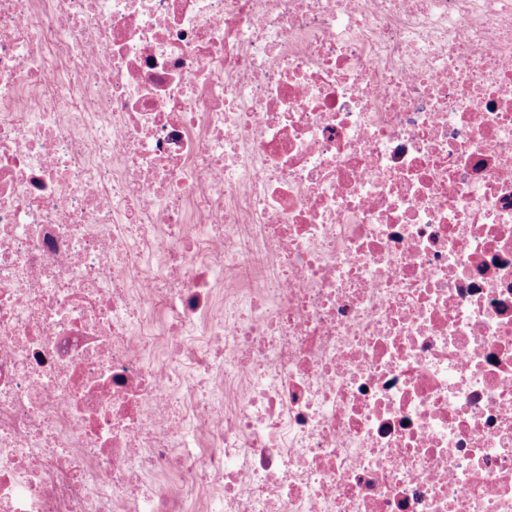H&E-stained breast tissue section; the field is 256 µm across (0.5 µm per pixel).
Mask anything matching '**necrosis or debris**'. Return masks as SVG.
Masks as SVG:
<instances>
[{
  "label": "necrosis or debris",
  "mask_w": 512,
  "mask_h": 512,
  "mask_svg": "<svg viewBox=\"0 0 512 512\" xmlns=\"http://www.w3.org/2000/svg\"><path fill=\"white\" fill-rule=\"evenodd\" d=\"M0 512H512V0H0Z\"/></svg>",
  "instance_id": "obj_1"
}]
</instances>
